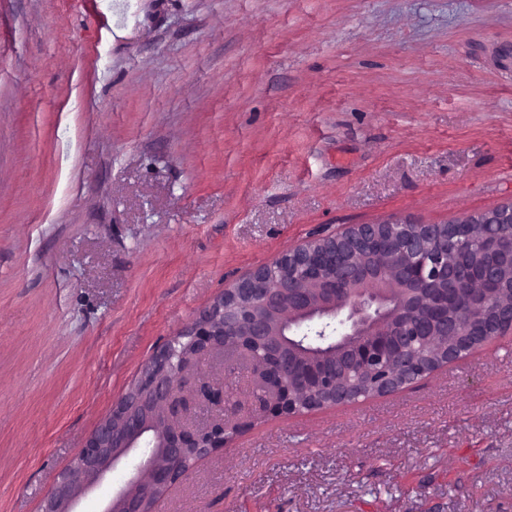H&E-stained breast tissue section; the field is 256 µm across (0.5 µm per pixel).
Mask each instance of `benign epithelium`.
I'll return each mask as SVG.
<instances>
[{
    "label": "benign epithelium",
    "instance_id": "benign-epithelium-1",
    "mask_svg": "<svg viewBox=\"0 0 512 512\" xmlns=\"http://www.w3.org/2000/svg\"><path fill=\"white\" fill-rule=\"evenodd\" d=\"M490 227L479 240V264L472 268L483 284L482 299L501 286L500 271L512 264V204L478 213ZM392 223L356 224L315 246L308 244L256 269L234 288L224 291L190 330L188 347L173 360L174 337L157 351L131 390L119 399L73 460L60 473L42 512H82L83 497L107 482L110 473L132 459L125 485L99 503L98 512H154L155 504L202 457L224 447L229 426L222 420L188 425L179 418L178 383L197 361L215 352L231 363L244 361L254 378L260 408L272 414H294L324 405L349 402L339 385V372L367 369L378 395L388 394L430 371L408 355L430 336H498L512 331V305L489 304L485 318L469 325L461 317L457 282L462 267L448 260L445 239H454L458 224H405L397 250L408 264L411 312L386 337L354 344L340 363L304 364L292 349L297 342L286 331L314 320L344 326L339 338L355 336L370 321L378 303L364 294L355 306H337L340 285L379 278L364 263L381 233ZM198 395L211 405L224 403L205 375L194 378Z\"/></svg>",
    "mask_w": 512,
    "mask_h": 512
}]
</instances>
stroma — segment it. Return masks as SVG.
<instances>
[{"label":"stroma","instance_id":"stroma-1","mask_svg":"<svg viewBox=\"0 0 512 512\" xmlns=\"http://www.w3.org/2000/svg\"><path fill=\"white\" fill-rule=\"evenodd\" d=\"M512 202V0H0V512L151 358L308 242ZM242 423L155 512H512V333L380 396Z\"/></svg>","mask_w":512,"mask_h":512}]
</instances>
